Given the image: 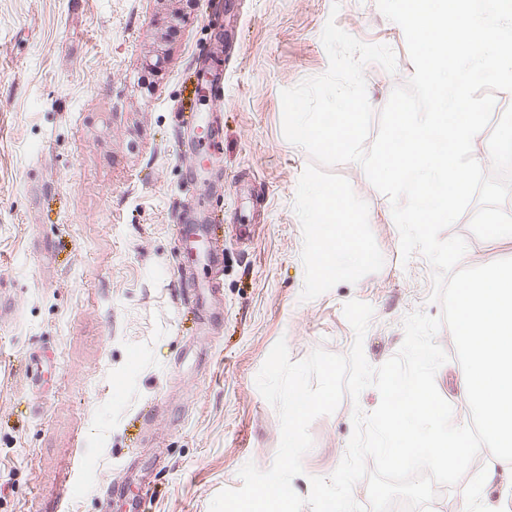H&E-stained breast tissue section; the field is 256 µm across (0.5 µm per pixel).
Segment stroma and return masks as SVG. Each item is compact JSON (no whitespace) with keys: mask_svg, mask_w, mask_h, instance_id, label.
I'll return each mask as SVG.
<instances>
[{"mask_svg":"<svg viewBox=\"0 0 512 512\" xmlns=\"http://www.w3.org/2000/svg\"><path fill=\"white\" fill-rule=\"evenodd\" d=\"M222 29H215L214 18ZM392 48L396 73L366 65L381 110L415 71L399 25L377 0H0V512H209L269 469L279 416L255 378L286 340L292 360L345 355L343 307L370 304L363 349L381 366L403 320L429 302L432 269L403 260L388 198L356 163L335 165L369 207L383 268L304 301L294 210L309 153L282 129V90L326 72L328 20ZM223 68L224 102L194 93L203 63ZM224 244V262L188 254L178 224ZM464 213L462 266L512 258V239L481 240ZM435 376L468 424L461 365ZM369 387L310 426L292 481L330 476ZM122 493L108 495L111 483Z\"/></svg>","mask_w":512,"mask_h":512,"instance_id":"obj_1","label":"stroma"}]
</instances>
